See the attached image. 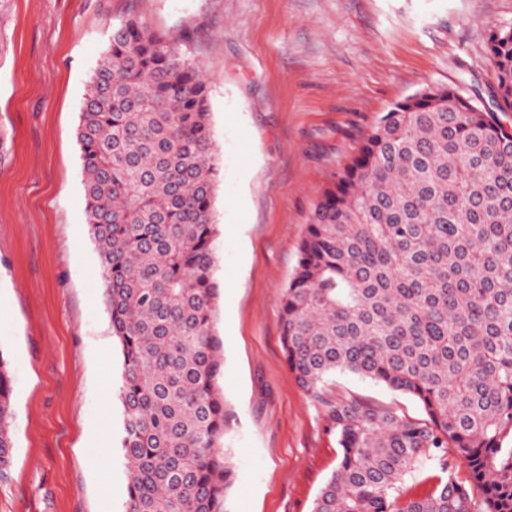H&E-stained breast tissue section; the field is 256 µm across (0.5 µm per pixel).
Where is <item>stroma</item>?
I'll use <instances>...</instances> for the list:
<instances>
[{
	"label": "stroma",
	"instance_id": "1",
	"mask_svg": "<svg viewBox=\"0 0 512 512\" xmlns=\"http://www.w3.org/2000/svg\"><path fill=\"white\" fill-rule=\"evenodd\" d=\"M178 36L207 76L220 161L217 334L235 482L227 512H311L340 456L284 358L280 291L333 171L396 102L457 86L492 108L490 28L512 0H11L0 27V356L14 448L0 512H124L121 354L86 223L77 126L128 16ZM334 390L422 416L349 373Z\"/></svg>",
	"mask_w": 512,
	"mask_h": 512
}]
</instances>
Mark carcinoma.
Returning a JSON list of instances; mask_svg holds the SVG:
<instances>
[{
	"instance_id": "carcinoma-1",
	"label": "carcinoma",
	"mask_w": 512,
	"mask_h": 512,
	"mask_svg": "<svg viewBox=\"0 0 512 512\" xmlns=\"http://www.w3.org/2000/svg\"><path fill=\"white\" fill-rule=\"evenodd\" d=\"M136 18L112 27L77 128L86 220L122 355L125 512H224L234 468L215 332L216 145L208 83ZM512 111V25L489 30ZM281 344L341 448L312 512H512V127L458 88L395 103L331 174L280 292ZM349 372L411 396L407 418ZM13 407L0 355V476ZM430 465L433 485L405 479ZM331 387L335 391L350 392L366 400L389 406L406 417L422 418L421 407L412 397L392 391L386 386L371 380L362 379L349 373L337 372L331 378Z\"/></svg>"
}]
</instances>
